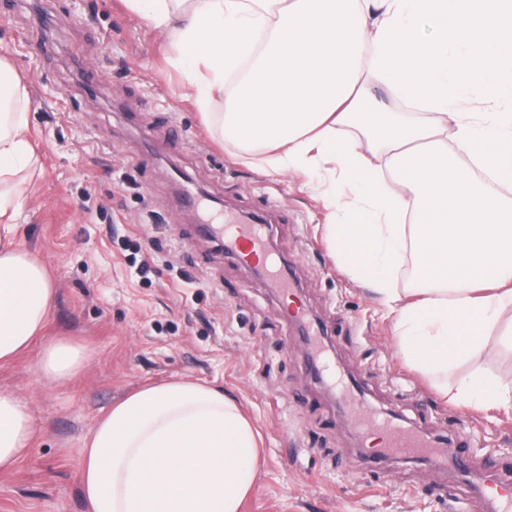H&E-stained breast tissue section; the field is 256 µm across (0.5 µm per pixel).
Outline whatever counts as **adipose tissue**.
I'll use <instances>...</instances> for the list:
<instances>
[{
	"mask_svg": "<svg viewBox=\"0 0 512 512\" xmlns=\"http://www.w3.org/2000/svg\"><path fill=\"white\" fill-rule=\"evenodd\" d=\"M125 3L169 42L172 67L223 139L273 170L356 186L348 222L326 232L339 263L377 295L411 366L436 379L486 355L491 335L512 348V198L460 162L511 185L512 110L459 109L474 91L493 98L512 88V0ZM369 73L437 120L386 111L365 89ZM219 98L223 111H212ZM29 102L0 58V364L41 337L55 293L43 262L16 242L21 176L38 162ZM376 155L400 191L377 174ZM408 255L420 282L413 301L392 286ZM84 359L80 346L53 342L41 370L62 383ZM452 399L508 412L512 385L479 368ZM36 431L23 398L0 389V471L28 454ZM258 460L257 433L233 400L171 380L96 421L77 481L88 512H241Z\"/></svg>",
	"mask_w": 512,
	"mask_h": 512,
	"instance_id": "obj_1",
	"label": "adipose tissue"
}]
</instances>
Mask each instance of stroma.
<instances>
[{"mask_svg":"<svg viewBox=\"0 0 512 512\" xmlns=\"http://www.w3.org/2000/svg\"><path fill=\"white\" fill-rule=\"evenodd\" d=\"M169 53L122 0H0V57L27 84L39 154L17 239L56 286L43 340L0 366V388L38 427L0 473V512H86L76 475L95 422L174 378L221 389L260 430L242 512H490L469 477L416 458L367 475L373 438L395 424L467 441L479 463L512 459V413L452 403L406 363L383 306L325 239L351 190L319 172H274L220 140ZM185 184L199 211L181 207ZM270 213L281 221L265 238L293 265L289 295L196 232ZM58 338L86 353L64 383L39 368ZM350 400L367 409L366 432L351 425Z\"/></svg>","mask_w":512,"mask_h":512,"instance_id":"35a3bbf8","label":"stroma"}]
</instances>
